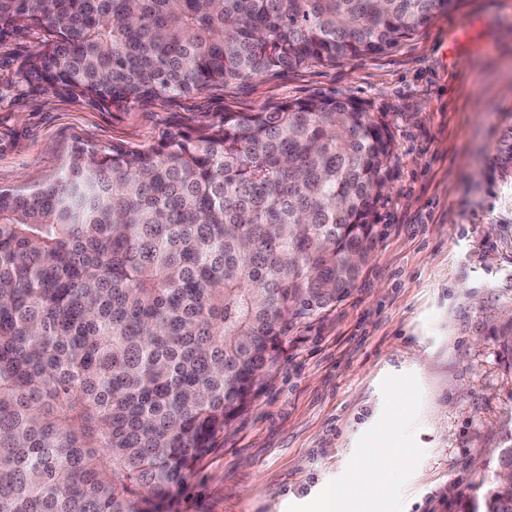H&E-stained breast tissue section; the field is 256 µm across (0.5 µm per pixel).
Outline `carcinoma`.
<instances>
[{"instance_id": "cac0c4a2", "label": "carcinoma", "mask_w": 512, "mask_h": 512, "mask_svg": "<svg viewBox=\"0 0 512 512\" xmlns=\"http://www.w3.org/2000/svg\"><path fill=\"white\" fill-rule=\"evenodd\" d=\"M453 4L0 0V28H44L24 77L110 108L382 53ZM392 153L311 97L0 191V512H162L290 323L355 286ZM465 512H512V482Z\"/></svg>"}]
</instances>
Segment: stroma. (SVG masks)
Listing matches in <instances>:
<instances>
[{
    "label": "stroma",
    "mask_w": 512,
    "mask_h": 512,
    "mask_svg": "<svg viewBox=\"0 0 512 512\" xmlns=\"http://www.w3.org/2000/svg\"><path fill=\"white\" fill-rule=\"evenodd\" d=\"M43 28L0 30V189L51 183L75 148L139 152L308 97L362 103L394 142L368 264L297 318L277 370L196 463L167 512H315L352 463L351 512H464L512 422V0H460L392 49L107 109L27 81ZM398 457L396 449L388 448L378 456L356 462L352 467L355 479L330 487L320 498V512H348L350 502L361 483L362 473L368 469L380 468Z\"/></svg>",
    "instance_id": "35a3bbf8"
}]
</instances>
